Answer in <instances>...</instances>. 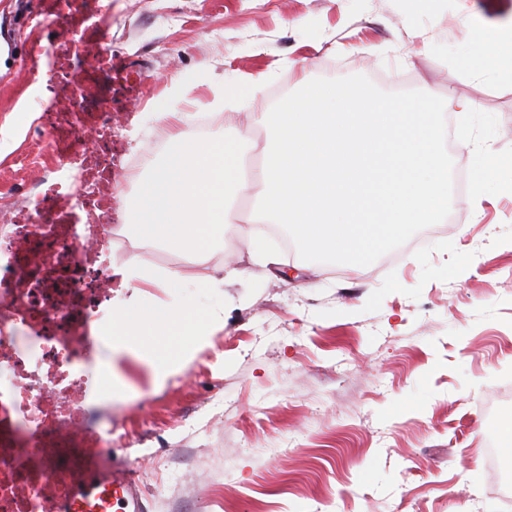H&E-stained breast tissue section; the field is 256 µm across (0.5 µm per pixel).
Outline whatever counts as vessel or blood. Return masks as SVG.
<instances>
[{"label":"vessel or blood","mask_w":512,"mask_h":512,"mask_svg":"<svg viewBox=\"0 0 512 512\" xmlns=\"http://www.w3.org/2000/svg\"><path fill=\"white\" fill-rule=\"evenodd\" d=\"M64 478L76 492L58 512H144V493L132 469L84 458Z\"/></svg>","instance_id":"vessel-or-blood-1"}]
</instances>
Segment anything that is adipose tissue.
Returning <instances> with one entry per match:
<instances>
[{
  "mask_svg": "<svg viewBox=\"0 0 512 512\" xmlns=\"http://www.w3.org/2000/svg\"><path fill=\"white\" fill-rule=\"evenodd\" d=\"M476 67L491 69L500 79L512 80V25L505 24L487 31L478 39ZM113 323L118 334L115 347L135 354L155 369L157 377H165L175 355L183 352L186 337L198 331L212 332L223 328L222 311H211L203 328H196L173 302L163 301L151 308H144L139 292L133 293L127 304L113 313ZM156 336L157 341L142 346L144 335Z\"/></svg>",
  "mask_w": 512,
  "mask_h": 512,
  "instance_id": "ef3b65f1",
  "label": "adipose tissue"
}]
</instances>
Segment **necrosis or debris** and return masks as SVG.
Here are the masks:
<instances>
[{"label":"necrosis or debris","instance_id":"4bbe7bcc","mask_svg":"<svg viewBox=\"0 0 512 512\" xmlns=\"http://www.w3.org/2000/svg\"><path fill=\"white\" fill-rule=\"evenodd\" d=\"M110 18L81 14L68 70L49 69L25 128L40 176L0 197V512H56L71 492L60 467L112 445V314L131 294L115 274V200L168 140L131 151L111 99L82 92L114 71L95 41Z\"/></svg>","mask_w":512,"mask_h":512}]
</instances>
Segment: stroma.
I'll return each mask as SVG.
<instances>
[{
    "instance_id": "1",
    "label": "stroma",
    "mask_w": 512,
    "mask_h": 512,
    "mask_svg": "<svg viewBox=\"0 0 512 512\" xmlns=\"http://www.w3.org/2000/svg\"><path fill=\"white\" fill-rule=\"evenodd\" d=\"M44 15L58 49L71 24L45 0H0V195L37 175L20 165L21 106L46 73L30 52L31 19ZM512 18V0H112L96 40L132 62L136 84L111 94L122 123L138 113L143 137L157 115L185 105L216 115L211 136L238 135L242 112L216 99L266 76L271 107L312 78L368 77L387 92L429 88L474 99L448 112L454 161L444 233L406 243L360 269L303 260L296 249L252 261L238 236L184 253L158 243L155 268L190 276L173 291L196 319L224 312V328L195 337L191 356L163 380L122 356L112 368V459L130 465L147 512H512L484 462L500 420L490 396L512 384V85L461 66L475 31ZM500 162L495 180L477 171ZM487 204L475 215L470 200ZM239 254L242 279L205 289ZM203 288V287H202Z\"/></svg>"
}]
</instances>
